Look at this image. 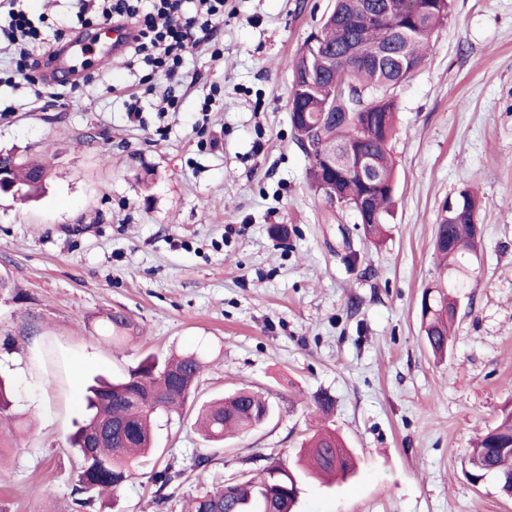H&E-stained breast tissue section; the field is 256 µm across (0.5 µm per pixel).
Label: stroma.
Instances as JSON below:
<instances>
[{
	"mask_svg": "<svg viewBox=\"0 0 512 512\" xmlns=\"http://www.w3.org/2000/svg\"><path fill=\"white\" fill-rule=\"evenodd\" d=\"M333 0H227L223 51L188 56L178 111L125 55H96L68 104L2 85L0 153L44 162L45 190L0 192V376L23 426L0 465V512H76L80 463L68 445L94 377L119 378L150 353L200 351L182 415L158 414L154 454L116 496L83 512H184L228 478L293 465L325 426L355 473L303 481L297 512H512L462 458L512 408V0H453L426 61L397 87V190L379 244L315 193L289 115L290 63ZM136 90L129 117L116 90ZM209 114H201L203 103ZM482 200L453 348L429 352L424 288L449 281L436 224L463 187ZM132 323L121 348L108 315ZM240 389L274 415L216 447L199 404ZM328 393L331 411L315 399ZM205 467H198L199 458ZM170 468L172 481L154 475Z\"/></svg>",
	"mask_w": 512,
	"mask_h": 512,
	"instance_id": "1",
	"label": "stroma"
}]
</instances>
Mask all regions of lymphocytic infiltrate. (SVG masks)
<instances>
[{"label": "lymphocytic infiltrate", "instance_id": "f902f5d3", "mask_svg": "<svg viewBox=\"0 0 512 512\" xmlns=\"http://www.w3.org/2000/svg\"><path fill=\"white\" fill-rule=\"evenodd\" d=\"M9 22L0 25V37L12 48L18 72L33 70L31 43L42 40L45 29L7 0ZM185 0H81L80 15L97 13L101 23L130 26L128 52L152 73L178 84L184 58L192 48L210 43L224 20L225 0H194L195 14L182 18Z\"/></svg>", "mask_w": 512, "mask_h": 512}]
</instances>
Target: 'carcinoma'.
Masks as SVG:
<instances>
[{
    "label": "carcinoma",
    "mask_w": 512,
    "mask_h": 512,
    "mask_svg": "<svg viewBox=\"0 0 512 512\" xmlns=\"http://www.w3.org/2000/svg\"><path fill=\"white\" fill-rule=\"evenodd\" d=\"M336 15L321 29L326 54L318 56L305 41L291 64L293 75L290 112L306 113L292 121L297 142L312 127L316 140L308 175L314 188L325 182L348 204L349 212L367 236L383 233L396 189L391 144L398 109L394 90L406 78L398 62L422 64L434 35L444 25L452 0H335ZM371 158L374 179L365 183L346 170V149ZM8 177L15 192L27 196L43 189L47 171L38 161L13 160ZM371 201L368 212L356 210L359 198ZM480 197L468 188L448 199L433 237V248L448 270H466L477 253ZM458 298L441 286L424 289L420 303L421 329L432 354L443 357L450 347ZM131 326L121 314L110 316L108 338L117 347ZM204 367L197 351L160 360L145 357L117 381L98 380L88 388V416L70 438L80 458L75 505L84 508L90 494L114 496L132 476L139 459L154 448V420L160 413H180L195 390ZM12 388L0 377V460L13 432ZM273 414L259 393L239 390L202 406L198 425L206 441L222 444L231 433L261 426ZM117 426L110 436L100 434L103 424ZM306 468L313 474L344 479L355 461L343 440L331 430L314 433L305 443ZM474 485L494 478L500 492L512 497V409L502 411L498 423L470 449L462 463ZM299 497V477L280 462L266 468L260 480L229 483L191 499L186 512H292Z\"/></svg>",
    "instance_id": "carcinoma-1"
}]
</instances>
